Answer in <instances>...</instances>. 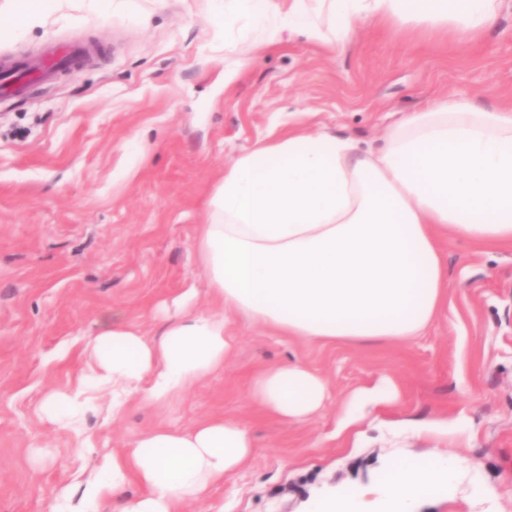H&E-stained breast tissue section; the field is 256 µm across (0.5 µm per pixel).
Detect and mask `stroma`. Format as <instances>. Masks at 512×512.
Listing matches in <instances>:
<instances>
[{
    "label": "stroma",
    "instance_id": "1",
    "mask_svg": "<svg viewBox=\"0 0 512 512\" xmlns=\"http://www.w3.org/2000/svg\"><path fill=\"white\" fill-rule=\"evenodd\" d=\"M72 39L95 48L78 70L0 99V512H54L63 492L80 506L109 449L221 415L247 425L253 455L183 512H302L324 488L436 449L466 467L453 497L430 495L419 512H512V247L442 242L448 300L408 342L325 345L231 312L223 369L166 405L134 403L115 419L90 389L69 429L42 410L75 388L112 312L154 338L185 290L210 310L196 227L243 152L303 127L376 151L433 100L512 101V0L475 41L359 20L342 49L262 42L238 13L215 26L208 0H128L108 13L66 4L25 34H0V64ZM294 361L324 376L329 398L285 426L251 389L260 370ZM385 377L397 398L340 431L346 400ZM80 434L94 451L77 458Z\"/></svg>",
    "mask_w": 512,
    "mask_h": 512
}]
</instances>
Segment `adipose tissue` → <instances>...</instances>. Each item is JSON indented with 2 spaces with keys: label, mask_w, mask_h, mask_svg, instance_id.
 Masks as SVG:
<instances>
[{
  "label": "adipose tissue",
  "mask_w": 512,
  "mask_h": 512,
  "mask_svg": "<svg viewBox=\"0 0 512 512\" xmlns=\"http://www.w3.org/2000/svg\"><path fill=\"white\" fill-rule=\"evenodd\" d=\"M250 15L267 42L296 34L345 44L359 19L394 18L479 37L499 0H214ZM196 229L199 264L215 311L177 317L149 339L113 314L88 343L84 382L112 394V415L130 399L164 405L223 368L232 353L225 311L280 335L323 342H406L448 298L439 251L455 235L512 245V103L481 107L442 99L387 134L384 148L357 153L322 130L293 131L260 144L224 170ZM252 396L284 425L309 420L329 397L326 380L301 363L255 378ZM250 431L212 418L192 429L147 431L113 449L85 488L113 512H179L247 464ZM461 458L437 451L402 457L370 487L311 498L304 512H417L427 488L453 489ZM143 488L118 498L126 484Z\"/></svg>",
  "instance_id": "obj_1"
}]
</instances>
